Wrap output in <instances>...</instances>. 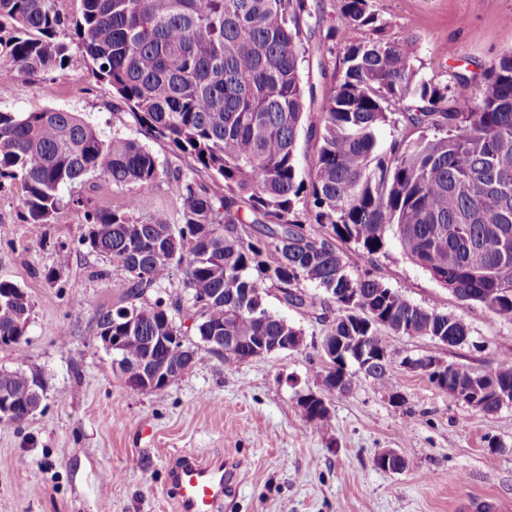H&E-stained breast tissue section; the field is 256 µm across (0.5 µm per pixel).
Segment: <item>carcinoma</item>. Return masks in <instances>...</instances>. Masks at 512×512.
I'll return each instance as SVG.
<instances>
[{"label": "carcinoma", "instance_id": "obj_1", "mask_svg": "<svg viewBox=\"0 0 512 512\" xmlns=\"http://www.w3.org/2000/svg\"><path fill=\"white\" fill-rule=\"evenodd\" d=\"M339 2L326 26L318 0H80L73 33L93 76L139 126L223 188L211 194L175 177L177 224L163 211L140 220L132 196L120 208L69 200L84 210L80 244L107 259L112 269L99 274L117 275L124 288L97 318V336L124 337L120 355L139 356L156 335L176 336L172 347L198 354L180 315L199 338L216 329L242 345L301 335L271 312L263 322L252 315L267 312L270 287L284 304L331 320V343L364 336L379 353L396 335L466 343L460 318L348 273L337 242L373 256L390 235L455 296L512 320V53L483 74L477 99L466 90L478 74L425 79L409 42L388 34L369 0ZM66 26L55 0H0V77L64 66L69 47L56 35ZM336 43L344 45V75L306 125L316 91L302 82L303 64ZM391 124L404 134L382 148L377 131ZM302 132L317 146L305 177ZM89 175L147 185L159 169L139 141L108 136L74 112L0 111V181L20 182L26 221L51 223L60 189ZM313 222L321 231L308 228ZM176 270L183 288L164 297ZM305 282L318 292H305ZM344 288L368 315L343 308ZM17 290L0 281V336L25 335L30 303L11 299ZM36 377L1 369L0 393L36 410ZM496 378L512 389V359L499 363ZM299 405L309 420L329 418L323 405Z\"/></svg>", "mask_w": 512, "mask_h": 512}]
</instances>
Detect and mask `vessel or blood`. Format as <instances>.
<instances>
[{
  "label": "vessel or blood",
  "mask_w": 512,
  "mask_h": 512,
  "mask_svg": "<svg viewBox=\"0 0 512 512\" xmlns=\"http://www.w3.org/2000/svg\"><path fill=\"white\" fill-rule=\"evenodd\" d=\"M169 488L176 512H223L228 464L220 457L184 454L170 467Z\"/></svg>",
  "instance_id": "obj_1"
}]
</instances>
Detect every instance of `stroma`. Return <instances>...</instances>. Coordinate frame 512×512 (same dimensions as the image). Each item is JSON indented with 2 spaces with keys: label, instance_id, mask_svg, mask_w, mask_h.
Masks as SVG:
<instances>
[{
  "label": "stroma",
  "instance_id": "stroma-1",
  "mask_svg": "<svg viewBox=\"0 0 512 512\" xmlns=\"http://www.w3.org/2000/svg\"><path fill=\"white\" fill-rule=\"evenodd\" d=\"M389 33L411 38L420 73L437 81L468 69L483 73L512 51L503 20L512 0H371ZM70 62L47 77L0 82V111L41 107L82 115L106 133L138 140L155 155L158 179L115 186L99 177L64 187L63 198L119 205L138 200L137 215H177L175 175L220 193L208 173L147 134L127 111H116L110 87L96 82L72 44ZM22 187L0 185V280L26 293L31 312L24 356L0 347V369L37 373L40 408L26 422L0 426V512H174L167 496L168 464L185 450L237 462L235 493L226 512H459L464 503L512 505V406L494 414L453 399L408 358L432 357L479 372L512 356V321L456 299L412 263L396 239L376 255L343 244L351 276L370 274L414 304L460 317L466 344L449 347L426 336L391 337V383L359 379L329 396L330 419L306 418L301 395L321 392L311 369H324L328 326L284 306L276 291L266 305L303 332L301 349L232 366L207 349L166 396L133 390L96 339L99 309L117 303L109 263L79 244L81 210L62 208L52 223L21 214ZM59 269L46 279L48 269ZM506 447L491 456L489 442ZM391 449L404 470L385 472L374 456Z\"/></svg>",
  "mask_w": 512,
  "mask_h": 512
}]
</instances>
